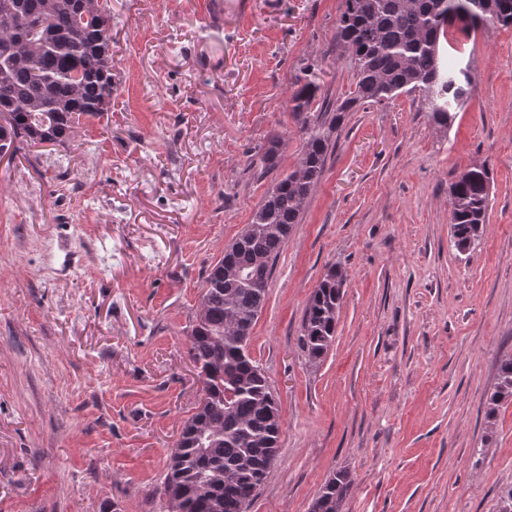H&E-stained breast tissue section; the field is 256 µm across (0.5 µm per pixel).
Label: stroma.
Returning a JSON list of instances; mask_svg holds the SVG:
<instances>
[{"label":"stroma","instance_id":"35a3bbf8","mask_svg":"<svg viewBox=\"0 0 512 512\" xmlns=\"http://www.w3.org/2000/svg\"><path fill=\"white\" fill-rule=\"evenodd\" d=\"M252 3L111 0L107 112L0 159V512H169L203 281L304 150L292 92L354 83L344 0ZM444 54L473 79L448 130L415 94L347 113L275 263L249 350L283 433L247 512H310L342 469V512H502L512 399L486 410L512 355V28ZM476 165L489 217L462 252L450 185ZM333 267L344 297L315 362L303 318Z\"/></svg>","mask_w":512,"mask_h":512}]
</instances>
